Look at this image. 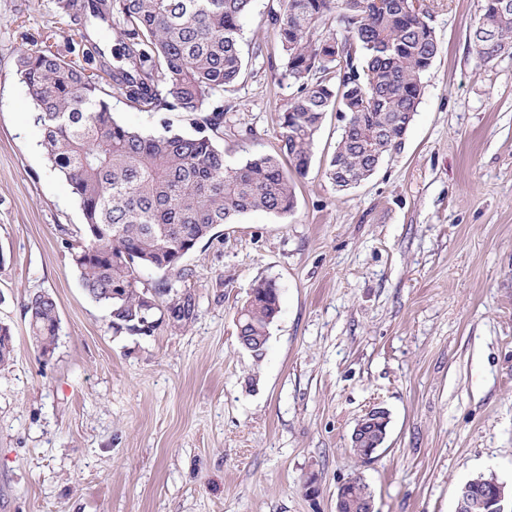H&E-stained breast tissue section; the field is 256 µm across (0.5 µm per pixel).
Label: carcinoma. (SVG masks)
Returning a JSON list of instances; mask_svg holds the SVG:
<instances>
[{"mask_svg":"<svg viewBox=\"0 0 512 512\" xmlns=\"http://www.w3.org/2000/svg\"><path fill=\"white\" fill-rule=\"evenodd\" d=\"M253 0H59L62 13L90 22L115 18L129 67L104 78V65L86 53L66 59L49 50L24 52L19 71L43 130L49 160L65 176L83 212V234L72 261L88 295L109 313L116 333L155 331L163 319L193 320L195 304L175 283L142 286L141 274L175 272L186 254L221 224L250 211L286 217L295 208L291 180L280 160L256 154L238 165L224 157L226 88L244 69L242 21ZM340 11L341 33L324 32ZM268 17L284 54L281 77L296 94L281 117V153L298 174L308 169L316 134L330 110L341 113L343 135L326 176L345 190L369 178L372 163L397 151L402 124L415 114L422 78L439 52L425 11L413 0H272ZM494 25L474 43L486 62L512 49V7L481 13L475 27ZM144 112L176 110L192 116L200 135L164 127L144 134L119 123L112 90ZM206 116L197 118V114ZM167 297L166 303L160 298ZM278 288L269 280L241 323L263 354ZM32 342L47 354L59 331L56 303L41 295L27 304ZM14 351L0 325V364Z\"/></svg>","mask_w":512,"mask_h":512,"instance_id":"carcinoma-1","label":"carcinoma"}]
</instances>
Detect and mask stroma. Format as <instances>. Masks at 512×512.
<instances>
[{
    "instance_id": "35a3bbf8",
    "label": "stroma",
    "mask_w": 512,
    "mask_h": 512,
    "mask_svg": "<svg viewBox=\"0 0 512 512\" xmlns=\"http://www.w3.org/2000/svg\"><path fill=\"white\" fill-rule=\"evenodd\" d=\"M254 0L244 71L224 93L228 163L279 155L296 93ZM482 0H423L440 51L399 152L341 190L325 169L342 132L326 112L296 208L216 227L163 275L191 294L186 327L114 332L71 260L82 212L42 146L22 52L67 53L57 0H0V512H335L363 478L375 512H455L472 477L512 490V50L481 61ZM116 119L194 136L181 112ZM274 280L281 310L262 359L238 342L248 292ZM56 302L45 355L34 295ZM390 413L371 461L352 449L370 408ZM52 298V297H51ZM30 338L43 354L55 348L59 331L56 303L41 295H34L27 304Z\"/></svg>"
}]
</instances>
